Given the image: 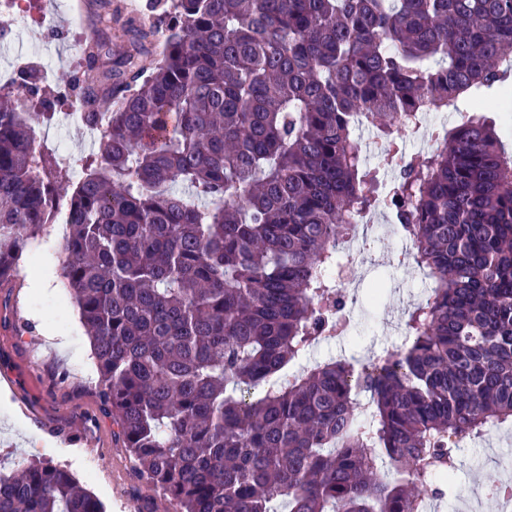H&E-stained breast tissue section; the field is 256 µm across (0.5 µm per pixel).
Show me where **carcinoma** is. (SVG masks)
<instances>
[{
	"label": "carcinoma",
	"instance_id": "1",
	"mask_svg": "<svg viewBox=\"0 0 512 512\" xmlns=\"http://www.w3.org/2000/svg\"><path fill=\"white\" fill-rule=\"evenodd\" d=\"M156 30L99 0L79 86L107 110L72 165L62 277L137 476L177 512H427L433 469L512 424V155L478 103L512 94V0H164ZM110 58L102 72L96 60ZM0 87V270L54 225L64 165L33 149L35 88ZM471 113L400 147L418 112ZM381 140L375 193L355 135ZM392 211L429 292L408 345L327 360L269 390L319 337L355 217ZM0 512H105L73 472L0 475Z\"/></svg>",
	"mask_w": 512,
	"mask_h": 512
}]
</instances>
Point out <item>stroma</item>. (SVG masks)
<instances>
[{"instance_id": "obj_1", "label": "stroma", "mask_w": 512, "mask_h": 512, "mask_svg": "<svg viewBox=\"0 0 512 512\" xmlns=\"http://www.w3.org/2000/svg\"><path fill=\"white\" fill-rule=\"evenodd\" d=\"M96 9L97 0H62L54 42H45L42 29L36 27L26 34L43 55H50L55 45L63 51L62 58L53 61L51 82L37 86L40 97L55 107H63L64 86L75 74L71 33L94 32ZM60 243L51 235L43 255L24 254L25 259H36L52 279L51 289L33 292L24 279L0 284V458L24 462L49 441L56 446L54 462L68 466L103 502L106 512H174L158 490L136 478L127 448L113 436L112 419L101 409L90 341L63 286ZM399 248L396 235L381 239L371 230L360 237L354 258L359 282L351 291L360 308L359 325L345 351L353 363H364L369 353L381 356L395 349V325L422 298V274L401 259ZM22 322L31 325V333L19 334ZM70 434L91 438L95 452L67 444ZM116 468L123 478L119 494L112 489ZM510 469L512 425H504L459 450L448 495L437 502L436 512H450L460 488L502 480Z\"/></svg>"}]
</instances>
